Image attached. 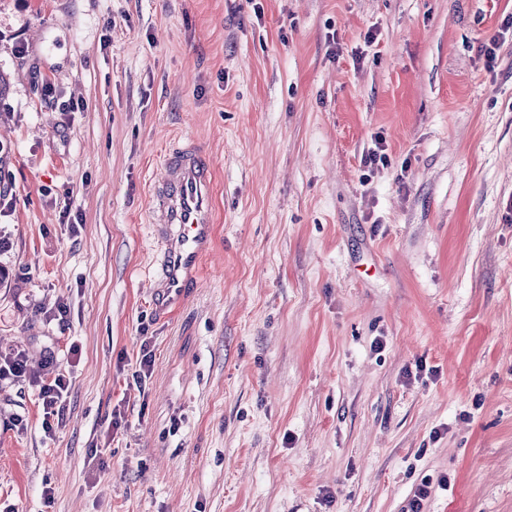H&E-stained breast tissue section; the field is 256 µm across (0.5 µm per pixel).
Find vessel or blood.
I'll return each mask as SVG.
<instances>
[{
	"label": "vessel or blood",
	"instance_id": "1",
	"mask_svg": "<svg viewBox=\"0 0 512 512\" xmlns=\"http://www.w3.org/2000/svg\"><path fill=\"white\" fill-rule=\"evenodd\" d=\"M214 169L201 146L182 141L160 160L151 189L150 224L161 242L153 304L167 315L185 301L215 233Z\"/></svg>",
	"mask_w": 512,
	"mask_h": 512
}]
</instances>
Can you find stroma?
I'll use <instances>...</instances> for the list:
<instances>
[{"mask_svg": "<svg viewBox=\"0 0 512 512\" xmlns=\"http://www.w3.org/2000/svg\"><path fill=\"white\" fill-rule=\"evenodd\" d=\"M185 139L215 239L162 316ZM13 351L71 385L0 380V512H512V0H0ZM214 169L201 146L188 139L168 150L151 189L152 231L161 241L153 305L169 315L185 301L215 233ZM45 367L47 372L43 374L31 371L27 367V360L22 352L13 356L0 357V379L7 377L29 378L32 383H41L38 384L40 386L38 399L41 401L44 419L48 420L50 416L59 414L64 393L68 389V382L56 366L46 365ZM42 375L47 376L46 380ZM57 407L58 409H56ZM47 420L43 421V427L50 430L51 425Z\"/></svg>", "mask_w": 512, "mask_h": 512, "instance_id": "stroma-1", "label": "stroma"}]
</instances>
